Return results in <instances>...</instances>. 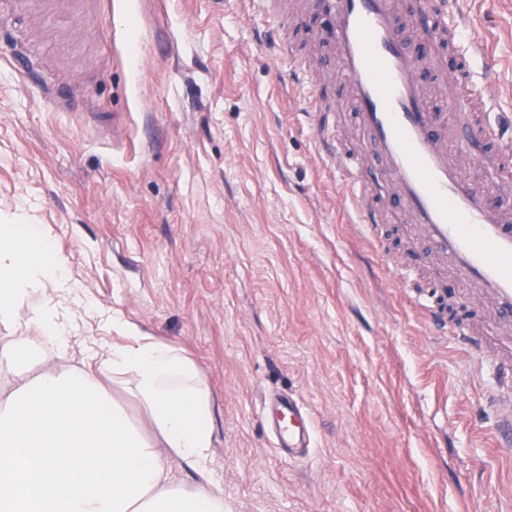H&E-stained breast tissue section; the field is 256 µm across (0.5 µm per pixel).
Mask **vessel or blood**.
Masks as SVG:
<instances>
[{
  "label": "vessel or blood",
  "mask_w": 512,
  "mask_h": 512,
  "mask_svg": "<svg viewBox=\"0 0 512 512\" xmlns=\"http://www.w3.org/2000/svg\"><path fill=\"white\" fill-rule=\"evenodd\" d=\"M309 11L328 14L327 26L313 37L332 48L325 67L355 102L366 144L350 150L341 139L321 140L348 215L372 236L387 219L370 185L367 153L375 151L404 227L468 286V305H490L502 332L512 336V210L465 178L448 145L452 139L465 143L473 163L512 181V114L490 109L493 68L478 80L488 110L477 122L457 74L445 76L454 89L451 120L434 105L422 78L427 67L445 66L441 52L451 34L472 27V20L450 9L448 0H310ZM291 80L304 91L306 111L319 112L323 97L311 74L298 68ZM486 366L494 377L512 378V340L506 353L488 356ZM265 423L283 454L295 457L309 448L312 422L294 396L271 399Z\"/></svg>",
  "instance_id": "obj_1"
}]
</instances>
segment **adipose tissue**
I'll return each mask as SVG.
<instances>
[{"label": "adipose tissue", "mask_w": 512, "mask_h": 512, "mask_svg": "<svg viewBox=\"0 0 512 512\" xmlns=\"http://www.w3.org/2000/svg\"><path fill=\"white\" fill-rule=\"evenodd\" d=\"M71 290L41 225L0 224V359L13 376L0 390V512H224L208 477L217 406L195 362L131 323L124 342L76 353L58 300ZM47 350L59 363L43 370ZM123 382L143 421L111 392ZM170 456L198 481L176 480Z\"/></svg>", "instance_id": "1"}]
</instances>
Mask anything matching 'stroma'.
<instances>
[{
    "label": "stroma",
    "instance_id": "stroma-1",
    "mask_svg": "<svg viewBox=\"0 0 512 512\" xmlns=\"http://www.w3.org/2000/svg\"><path fill=\"white\" fill-rule=\"evenodd\" d=\"M494 36L512 105V0H456ZM73 14L0 0V224H44L73 283L68 325L93 348L112 318L183 348L217 405L225 512H512V447L479 355L413 298L450 273L398 222H349L316 147L361 136L289 87L326 56L301 30L276 53L249 0H84ZM293 395L306 455L263 425Z\"/></svg>",
    "mask_w": 512,
    "mask_h": 512
}]
</instances>
